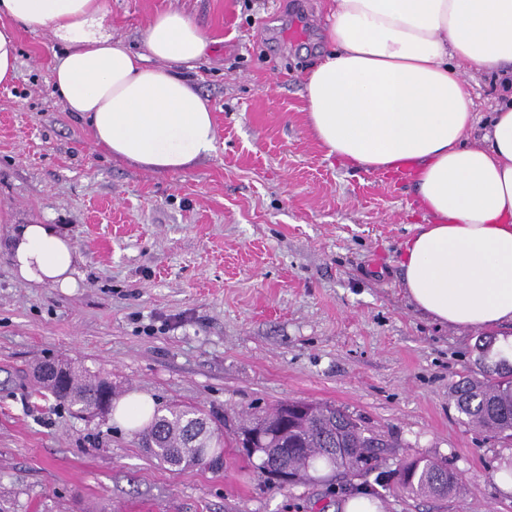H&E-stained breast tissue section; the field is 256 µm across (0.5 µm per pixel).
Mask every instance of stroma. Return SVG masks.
<instances>
[{"label":"stroma","mask_w":512,"mask_h":512,"mask_svg":"<svg viewBox=\"0 0 512 512\" xmlns=\"http://www.w3.org/2000/svg\"><path fill=\"white\" fill-rule=\"evenodd\" d=\"M113 38L181 11L209 41L191 69L216 150L156 174L95 148L52 88L62 47L18 29L0 86V209L63 225L75 288L18 280L0 251V512H339L328 475L279 490L232 433L289 399L329 402L388 441L371 486L382 512H512V444L468 425L451 386L478 373L480 334L434 323L402 288L420 215L412 183L327 156L305 123L302 78L325 45L329 0H102ZM68 363L199 407L223 429V467L160 464L112 416L36 397L34 370ZM447 462L463 490L406 493L410 458Z\"/></svg>","instance_id":"1"}]
</instances>
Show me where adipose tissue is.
Here are the masks:
<instances>
[{"label":"adipose tissue","instance_id":"obj_1","mask_svg":"<svg viewBox=\"0 0 512 512\" xmlns=\"http://www.w3.org/2000/svg\"><path fill=\"white\" fill-rule=\"evenodd\" d=\"M63 46L53 89L96 148L154 173L215 149L213 115L183 76L209 43L183 13L147 24L143 47L113 39L101 0H0V85L17 70L13 25ZM328 45L304 77L309 130L327 156L366 172L414 168L425 221L404 245L408 302L458 330L512 327V93L479 121L464 78L512 66V0H332ZM12 225L15 275L75 287L80 261L56 224Z\"/></svg>","mask_w":512,"mask_h":512}]
</instances>
